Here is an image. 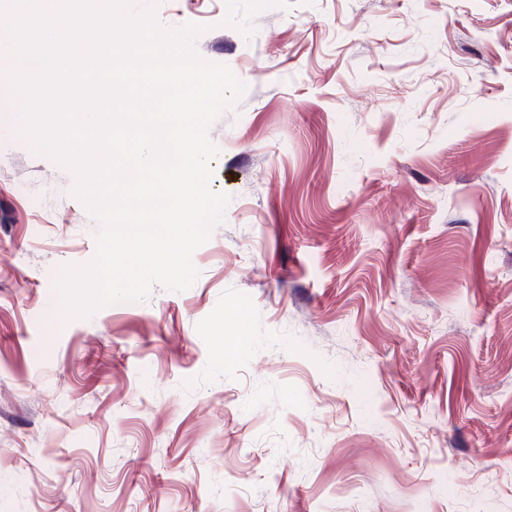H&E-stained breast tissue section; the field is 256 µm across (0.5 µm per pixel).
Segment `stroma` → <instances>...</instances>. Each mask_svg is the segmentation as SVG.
<instances>
[{"label":"stroma","mask_w":512,"mask_h":512,"mask_svg":"<svg viewBox=\"0 0 512 512\" xmlns=\"http://www.w3.org/2000/svg\"><path fill=\"white\" fill-rule=\"evenodd\" d=\"M247 90L194 285L62 322L96 224L0 88V512H512V0H161Z\"/></svg>","instance_id":"35a3bbf8"}]
</instances>
